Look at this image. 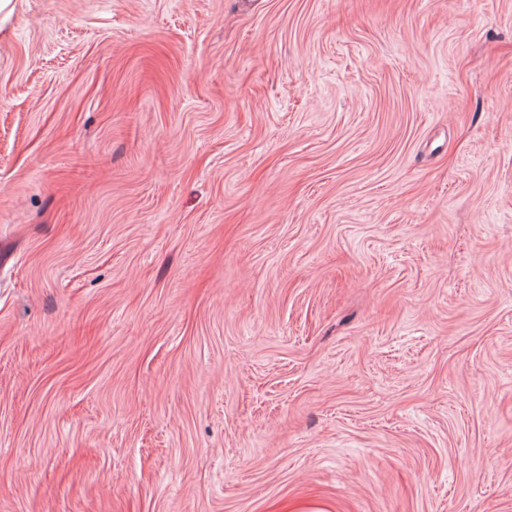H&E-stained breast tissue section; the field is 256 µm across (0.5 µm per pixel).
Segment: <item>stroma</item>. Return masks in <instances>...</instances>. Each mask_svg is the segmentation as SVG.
I'll return each mask as SVG.
<instances>
[{
	"label": "stroma",
	"mask_w": 512,
	"mask_h": 512,
	"mask_svg": "<svg viewBox=\"0 0 512 512\" xmlns=\"http://www.w3.org/2000/svg\"><path fill=\"white\" fill-rule=\"evenodd\" d=\"M512 512V0L0 10V512Z\"/></svg>",
	"instance_id": "1"
}]
</instances>
